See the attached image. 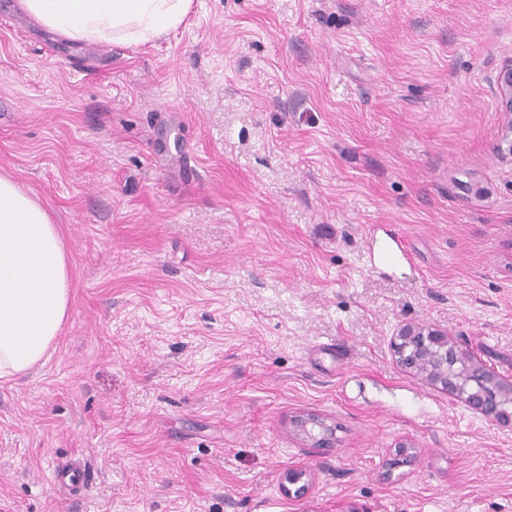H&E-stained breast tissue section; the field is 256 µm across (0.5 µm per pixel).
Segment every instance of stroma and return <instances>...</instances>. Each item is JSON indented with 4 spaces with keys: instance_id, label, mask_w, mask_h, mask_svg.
<instances>
[{
    "instance_id": "35a3bbf8",
    "label": "stroma",
    "mask_w": 512,
    "mask_h": 512,
    "mask_svg": "<svg viewBox=\"0 0 512 512\" xmlns=\"http://www.w3.org/2000/svg\"><path fill=\"white\" fill-rule=\"evenodd\" d=\"M511 61L512 0H192L145 45L0 0V174L72 262L0 381V512H512V430L391 349L422 323L512 379ZM498 88L504 109L503 114L512 130V61L501 70L498 78ZM311 425V429H308ZM300 427L309 439L311 447L314 448H332L334 446L335 431L334 427L328 425L327 422L317 415H308V417L300 420ZM317 428V432H315Z\"/></svg>"
}]
</instances>
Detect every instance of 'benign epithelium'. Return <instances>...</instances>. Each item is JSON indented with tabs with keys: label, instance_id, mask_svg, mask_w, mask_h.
<instances>
[{
	"label": "benign epithelium",
	"instance_id": "7a95c632",
	"mask_svg": "<svg viewBox=\"0 0 512 512\" xmlns=\"http://www.w3.org/2000/svg\"><path fill=\"white\" fill-rule=\"evenodd\" d=\"M507 124L512 127V62L498 78ZM393 352L410 373L438 387L488 421L512 429V382L491 373L481 361L448 333L421 323L400 325L393 337ZM313 448L334 446V427L317 415L300 420Z\"/></svg>",
	"mask_w": 512,
	"mask_h": 512
}]
</instances>
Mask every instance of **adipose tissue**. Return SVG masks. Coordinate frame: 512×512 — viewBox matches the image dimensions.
<instances>
[{
	"instance_id": "obj_1",
	"label": "adipose tissue",
	"mask_w": 512,
	"mask_h": 512,
	"mask_svg": "<svg viewBox=\"0 0 512 512\" xmlns=\"http://www.w3.org/2000/svg\"><path fill=\"white\" fill-rule=\"evenodd\" d=\"M191 0H16L69 42L146 44L177 28ZM71 273L59 225L0 176V378L43 365L70 313Z\"/></svg>"
}]
</instances>
